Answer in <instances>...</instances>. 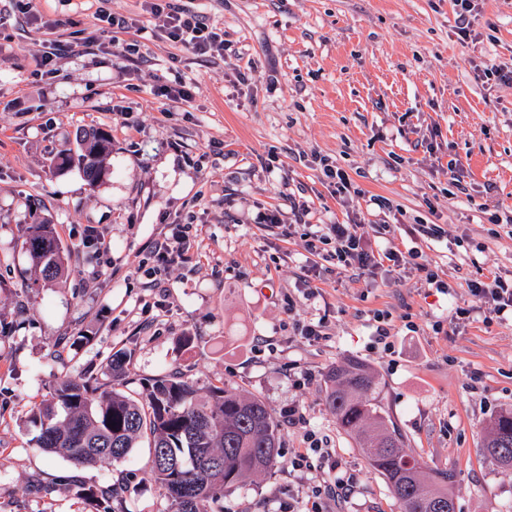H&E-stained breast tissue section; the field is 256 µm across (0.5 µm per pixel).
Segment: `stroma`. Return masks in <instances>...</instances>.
<instances>
[{
    "label": "stroma",
    "mask_w": 512,
    "mask_h": 512,
    "mask_svg": "<svg viewBox=\"0 0 512 512\" xmlns=\"http://www.w3.org/2000/svg\"><path fill=\"white\" fill-rule=\"evenodd\" d=\"M142 4L111 0L141 29L110 34L94 0H32L25 15L0 0V512H94L80 488L111 483L128 487L123 512H168L147 442L77 467L37 448L27 423L57 381L107 382L125 355L134 396L177 372L202 392L226 383L274 412L296 408L275 467L215 512H309L313 486L340 477L351 492L327 512H400L326 404L324 375L348 357L378 373L407 452L453 473L457 512H512V470L482 448L490 419L512 408V318H486L468 288L512 277V227L489 221L512 216V81L485 76L512 71V0H477L466 41L452 0H194L224 32L221 56L168 40ZM53 41L66 50L42 63ZM177 74L192 97L174 103L159 90ZM88 129L112 140L93 185L58 165ZM316 155L354 194H337ZM270 211L282 227L260 225ZM350 220L381 225L370 250L418 249L447 293L410 267L379 269L369 288L308 249L313 225ZM42 223L68 259L49 283L22 248ZM182 224L189 251L156 269L157 242ZM419 224L443 234L421 240ZM90 225L108 252L83 246ZM379 312L387 347L374 340ZM322 318L321 339L300 336L297 324ZM315 439L328 455L310 451ZM304 449L308 467L294 470Z\"/></svg>",
    "instance_id": "1"
}]
</instances>
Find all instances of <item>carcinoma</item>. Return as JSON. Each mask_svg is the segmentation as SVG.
<instances>
[{
  "label": "carcinoma",
  "mask_w": 512,
  "mask_h": 512,
  "mask_svg": "<svg viewBox=\"0 0 512 512\" xmlns=\"http://www.w3.org/2000/svg\"><path fill=\"white\" fill-rule=\"evenodd\" d=\"M112 141L90 132L65 163L77 162L92 184L106 172ZM23 247L43 279L64 271V256L52 225L28 227ZM112 381L98 383L91 375L68 377L56 383L49 398L33 406L28 423L37 434V447L59 454L76 466L99 461L120 462L149 438L150 467L169 502V512H208V505L224 498V490L272 470L279 456L281 436L275 413L259 398L222 384L206 395L178 373L153 380L144 398L121 389L125 361L107 367ZM326 403L336 425L354 439L369 466L385 477L400 512H437L452 504L448 492L453 475L433 470L404 450L402 434L389 424L372 402L377 375L364 362L346 359L324 375ZM483 448L489 460L512 469V408L500 410L490 421ZM96 512H116L122 486L82 489Z\"/></svg>",
  "instance_id": "cac0c4a2"
}]
</instances>
